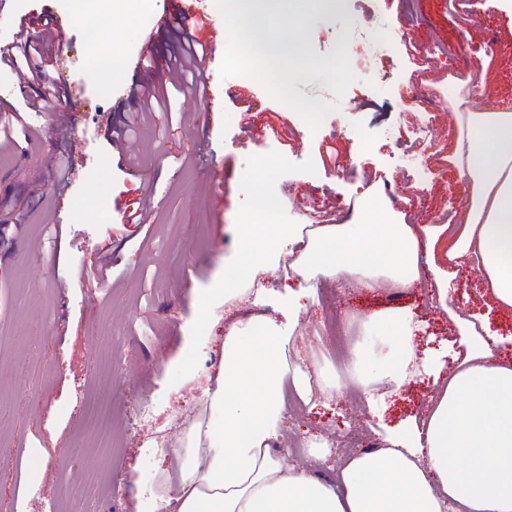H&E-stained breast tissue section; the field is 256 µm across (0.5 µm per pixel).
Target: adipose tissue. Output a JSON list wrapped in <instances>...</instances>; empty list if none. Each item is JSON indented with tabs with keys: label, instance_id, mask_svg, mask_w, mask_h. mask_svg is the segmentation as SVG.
<instances>
[{
	"label": "adipose tissue",
	"instance_id": "1",
	"mask_svg": "<svg viewBox=\"0 0 512 512\" xmlns=\"http://www.w3.org/2000/svg\"><path fill=\"white\" fill-rule=\"evenodd\" d=\"M269 0H255L239 36L261 57L277 62L297 52L268 35ZM472 132L458 145L478 206L448 251L460 262L480 256L490 293L512 308V113L470 114ZM385 198L368 199L361 224H249L242 247L224 270V288L266 272L281 241L301 246L294 263L302 279L349 275L385 279L409 288L420 264L434 265V240L409 224H387ZM303 306L289 295L279 323L250 316L224 339V361L206 393V418L193 423L175 469L157 485V497L176 512H512V363L492 358L475 321L456 318L462 349L442 381L422 423L388 432L383 446L349 455L335 482L289 466L274 452L282 412V387L291 381L301 396L312 393L307 372L290 364L294 322ZM386 323L397 339L385 373L402 385L412 359L411 327L401 315Z\"/></svg>",
	"mask_w": 512,
	"mask_h": 512
}]
</instances>
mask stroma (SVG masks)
<instances>
[{"label": "stroma", "instance_id": "1", "mask_svg": "<svg viewBox=\"0 0 512 512\" xmlns=\"http://www.w3.org/2000/svg\"><path fill=\"white\" fill-rule=\"evenodd\" d=\"M171 0H151L131 14L110 0H0V42L42 19L65 26L39 48L52 78L70 96L35 114L20 94L17 71L0 68V512H146L158 470L174 464L186 431L201 414L207 379L223 360L224 335L238 315L280 317L282 284L243 299L224 298L225 265L235 263L238 230L257 220L254 199L275 197L280 221L307 215L355 221L359 200L385 195L395 221L432 227L444 214L464 224L475 205L453 154L461 134L459 90L478 82L486 101H512V53L499 50L481 76L490 39L512 42V9L501 0L449 17L448 0H280L268 13L271 36L302 42L303 56L278 70L241 68L231 50L210 67L221 101L203 112L179 95L133 139L136 172L112 144L124 125L121 105L143 50L165 68L176 40L162 32ZM120 38V71L98 68L96 55ZM278 81L282 96L266 93ZM261 87L259 97L225 96L228 83ZM440 143L425 158L440 173L424 182L402 155L414 124ZM223 191L214 212L212 191ZM161 198L148 223H127L141 195ZM309 311L297 326L302 366H316L333 398L282 420L276 452L323 481L336 478L328 437L350 432L382 441L385 427L424 418L436 390L414 378L399 393L353 407L361 378L384 366L391 335L369 323L388 309H408L422 327L415 352L447 348L458 337L452 313L485 316L512 357V319L493 307L484 276L462 265L447 300L422 271L407 290L368 288L350 276H317ZM336 290L325 303L323 288ZM363 307L355 338L366 356L338 369L327 327L334 309ZM164 431L160 447L132 418L138 408ZM113 412L123 439L112 455L96 420Z\"/></svg>", "mask_w": 512, "mask_h": 512}]
</instances>
